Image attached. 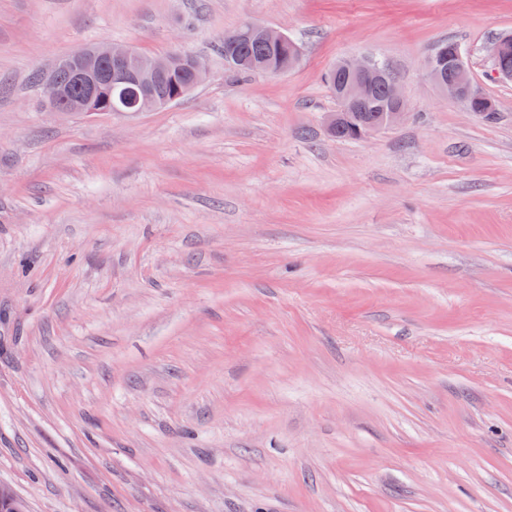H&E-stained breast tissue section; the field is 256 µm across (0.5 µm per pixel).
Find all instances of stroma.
<instances>
[{
  "label": "stroma",
  "instance_id": "35a3bbf8",
  "mask_svg": "<svg viewBox=\"0 0 512 512\" xmlns=\"http://www.w3.org/2000/svg\"><path fill=\"white\" fill-rule=\"evenodd\" d=\"M250 20L302 48L227 76ZM512 0H0V487L25 512H512ZM466 52L495 116L431 81ZM200 57L152 112L41 106L96 43ZM373 54L400 122L331 136ZM375 60L378 61L382 67L393 72L382 60L378 58H375ZM375 60L369 55L346 58L342 60L341 63L338 62L336 66L326 74V83L334 94L336 86L340 84L344 78L343 73L339 69V64L346 74V78L338 87L336 94L338 109L336 113H333L328 122L331 133L336 132V136H338L342 116L346 112H350L345 115V129L338 137L339 139L357 140L362 138L358 135L356 127L362 128L364 122L378 119L380 112L388 105V93L392 105L387 112H384L382 123L380 125L365 127L360 133L364 134V136L375 133L378 130L397 123L405 114L404 110L407 106V101L399 79L381 68ZM380 81H388V86L385 82ZM376 83L378 84L370 93L366 111L351 112L364 109L369 91Z\"/></svg>",
  "mask_w": 512,
  "mask_h": 512
}]
</instances>
